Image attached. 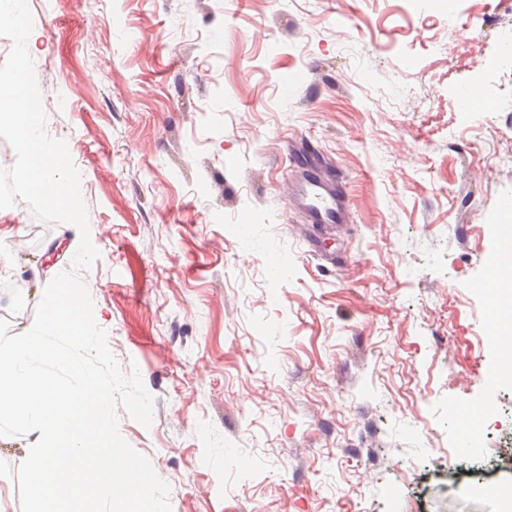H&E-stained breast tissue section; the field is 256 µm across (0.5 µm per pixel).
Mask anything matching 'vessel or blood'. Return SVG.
Segmentation results:
<instances>
[{
	"mask_svg": "<svg viewBox=\"0 0 512 512\" xmlns=\"http://www.w3.org/2000/svg\"><path fill=\"white\" fill-rule=\"evenodd\" d=\"M295 199L312 224H341L347 219V200L339 182L315 161L303 162L295 182Z\"/></svg>",
	"mask_w": 512,
	"mask_h": 512,
	"instance_id": "obj_1",
	"label": "vessel or blood"
}]
</instances>
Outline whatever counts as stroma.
Wrapping results in <instances>:
<instances>
[{
  "label": "stroma",
  "mask_w": 512,
  "mask_h": 512,
  "mask_svg": "<svg viewBox=\"0 0 512 512\" xmlns=\"http://www.w3.org/2000/svg\"><path fill=\"white\" fill-rule=\"evenodd\" d=\"M27 3L94 319L155 399L119 430L171 512H502L512 378L481 285L512 200V0ZM491 87L508 104L462 111ZM287 138L339 175L345 223L303 222ZM79 243L0 209L10 334Z\"/></svg>",
  "instance_id": "obj_1"
}]
</instances>
